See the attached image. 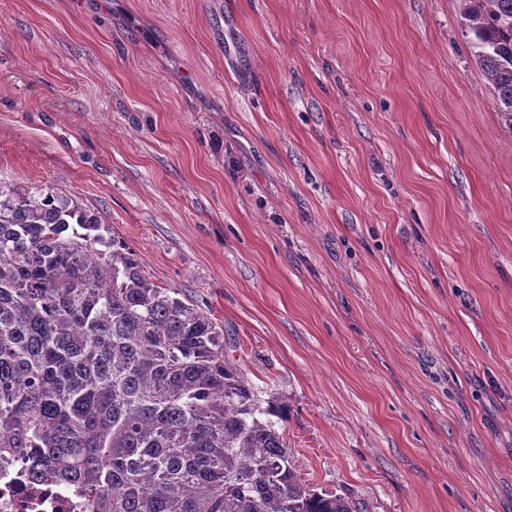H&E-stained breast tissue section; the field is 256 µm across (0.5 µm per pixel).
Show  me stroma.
Returning <instances> with one entry per match:
<instances>
[{"label": "stroma", "instance_id": "1", "mask_svg": "<svg viewBox=\"0 0 512 512\" xmlns=\"http://www.w3.org/2000/svg\"><path fill=\"white\" fill-rule=\"evenodd\" d=\"M0 181L96 214L356 512H512V126L459 0H0Z\"/></svg>", "mask_w": 512, "mask_h": 512}]
</instances>
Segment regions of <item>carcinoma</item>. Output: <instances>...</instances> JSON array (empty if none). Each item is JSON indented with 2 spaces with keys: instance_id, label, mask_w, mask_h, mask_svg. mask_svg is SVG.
I'll use <instances>...</instances> for the list:
<instances>
[{
  "instance_id": "obj_1",
  "label": "carcinoma",
  "mask_w": 512,
  "mask_h": 512,
  "mask_svg": "<svg viewBox=\"0 0 512 512\" xmlns=\"http://www.w3.org/2000/svg\"><path fill=\"white\" fill-rule=\"evenodd\" d=\"M512 127V0H460ZM57 192L0 181V464L88 512H354L302 481L224 326Z\"/></svg>"
}]
</instances>
